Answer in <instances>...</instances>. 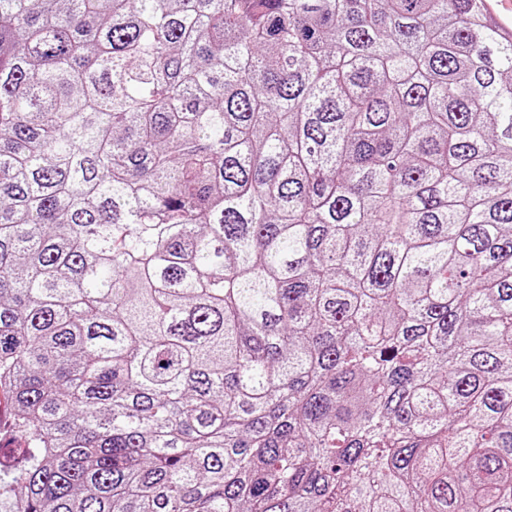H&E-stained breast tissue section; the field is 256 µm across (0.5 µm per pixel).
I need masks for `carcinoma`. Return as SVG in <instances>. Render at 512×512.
I'll return each mask as SVG.
<instances>
[{"label": "carcinoma", "instance_id": "obj_1", "mask_svg": "<svg viewBox=\"0 0 512 512\" xmlns=\"http://www.w3.org/2000/svg\"><path fill=\"white\" fill-rule=\"evenodd\" d=\"M5 512H512V32L480 0H0Z\"/></svg>", "mask_w": 512, "mask_h": 512}]
</instances>
